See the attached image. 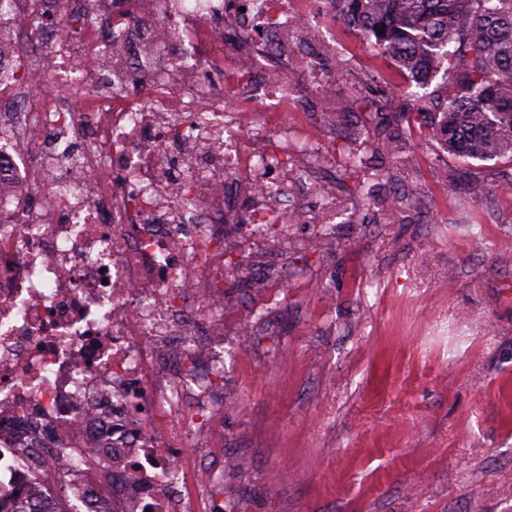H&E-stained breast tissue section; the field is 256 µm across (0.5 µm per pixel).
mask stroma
I'll return each instance as SVG.
<instances>
[{
	"instance_id": "obj_1",
	"label": "stroma",
	"mask_w": 512,
	"mask_h": 512,
	"mask_svg": "<svg viewBox=\"0 0 512 512\" xmlns=\"http://www.w3.org/2000/svg\"><path fill=\"white\" fill-rule=\"evenodd\" d=\"M336 41L359 65L328 108L363 149L358 96L399 109L408 78L344 27ZM455 65L407 106L436 112ZM398 159L376 206L337 182L332 239L293 227L310 248L224 379L232 512H512V165L423 135ZM407 189L421 207L388 205Z\"/></svg>"
}]
</instances>
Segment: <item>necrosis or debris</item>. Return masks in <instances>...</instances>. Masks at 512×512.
<instances>
[{
	"label": "necrosis or debris",
	"mask_w": 512,
	"mask_h": 512,
	"mask_svg": "<svg viewBox=\"0 0 512 512\" xmlns=\"http://www.w3.org/2000/svg\"><path fill=\"white\" fill-rule=\"evenodd\" d=\"M300 2L0 0V512H224V336L268 315L224 282L338 212L288 110L349 63Z\"/></svg>",
	"instance_id": "1"
}]
</instances>
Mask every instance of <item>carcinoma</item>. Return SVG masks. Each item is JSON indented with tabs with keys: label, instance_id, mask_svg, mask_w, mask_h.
<instances>
[{
	"label": "carcinoma",
	"instance_id": "carcinoma-1",
	"mask_svg": "<svg viewBox=\"0 0 512 512\" xmlns=\"http://www.w3.org/2000/svg\"><path fill=\"white\" fill-rule=\"evenodd\" d=\"M332 19L361 36L378 53L392 58L415 76L439 50L460 47L465 67L448 76L461 90L448 95L439 111L400 112V127L360 153L349 149L340 164L342 176L361 173L352 192L364 205L374 199L369 178L382 169L370 159L395 157L400 142L415 128H427L448 154L479 161L512 163V0H329ZM383 32H378V29Z\"/></svg>",
	"mask_w": 512,
	"mask_h": 512
}]
</instances>
